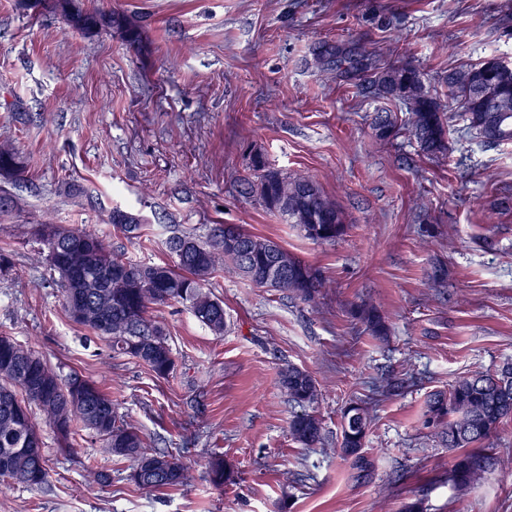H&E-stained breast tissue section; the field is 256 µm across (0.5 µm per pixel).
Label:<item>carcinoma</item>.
<instances>
[{"instance_id":"1","label":"carcinoma","mask_w":512,"mask_h":512,"mask_svg":"<svg viewBox=\"0 0 512 512\" xmlns=\"http://www.w3.org/2000/svg\"><path fill=\"white\" fill-rule=\"evenodd\" d=\"M41 9L60 13L75 30L95 33L117 28L136 37L124 16H97L83 12L75 0H37ZM343 51L327 47L316 57L319 70L335 77V63ZM448 99L457 102L466 129L483 142L512 143V67L485 59L443 78ZM369 83L378 97L398 101L409 112L407 125L398 124L387 111L376 113L373 130L391 140L405 129L428 155L449 150L453 114L444 112L439 97L425 86L420 71L408 64H391L373 72ZM25 166L16 148L0 143V177L24 178ZM259 194L272 211L288 218L303 235L316 242H331L345 234L347 224L336 204L310 179H290L268 171L261 176ZM129 239L139 237L143 218L115 208L108 218ZM42 253L58 274L71 320L105 341L112 357H129L145 365L158 379L176 367L165 328L153 309L176 302L185 305L212 334L224 335L223 301L208 284L219 271L231 270L263 288L287 292L312 303L323 286L317 271L278 243L236 225L219 224L206 236L173 235L167 239L170 263L135 261L118 255L99 233L79 226L42 224L38 229ZM354 315L375 336L386 331L383 316L374 307L358 306ZM280 386L292 407L289 430L304 448L324 443L322 420L315 411L319 390L313 376L298 367L282 370ZM36 405L53 430L61 450L76 453V435L91 431L103 442L109 460L151 462L170 457L168 471L153 479L131 478L137 486L174 489L187 484L189 468L168 451L150 450L135 424L120 415L112 396L99 383L77 374L62 377L42 356L0 335V481L10 479L32 489L49 481L41 431L32 419ZM374 399H356L345 408L338 441L339 454L360 468L372 421ZM507 421H512V365L460 378L448 392L429 395L423 426L444 447L455 453L448 483L459 495L467 494L499 459L485 446ZM137 458H132L130 453ZM206 468L217 489L235 481L234 472L219 452L210 453Z\"/></svg>"}]
</instances>
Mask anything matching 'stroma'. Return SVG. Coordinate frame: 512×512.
Listing matches in <instances>:
<instances>
[{
	"label": "stroma",
	"instance_id": "stroma-1",
	"mask_svg": "<svg viewBox=\"0 0 512 512\" xmlns=\"http://www.w3.org/2000/svg\"><path fill=\"white\" fill-rule=\"evenodd\" d=\"M118 11L138 32L87 36L58 14L0 0V141L25 164L0 179V334L39 352L61 375L107 388L151 448L182 455L190 481L144 490L129 463L105 485L83 469L102 459L97 437L60 454L41 434L48 484L0 485V512H512V421L491 440L500 459L468 496L448 483L454 454L422 426L430 393L512 363V144L488 145L457 124L447 155L422 153L408 134L380 140L372 121L404 106L370 84L318 73L328 46L378 66L417 67L441 91L449 70L487 58L512 63V0H77ZM265 169L305 177L342 211L346 234L303 237L269 210L256 185ZM81 186L67 194L65 184ZM119 208L145 219L129 241L108 224ZM42 224L83 225L134 258L169 261L165 240L236 224L318 269L316 302L258 287L236 273L211 279L227 326L213 335L181 304L156 308L177 357L155 378L140 363L86 344L63 307L58 276L37 240ZM370 303L386 338L353 315ZM318 382L325 445L288 430L279 371ZM390 384L376 409L362 473L335 451L341 412ZM222 452L235 472L210 483L203 458Z\"/></svg>",
	"mask_w": 512,
	"mask_h": 512
}]
</instances>
